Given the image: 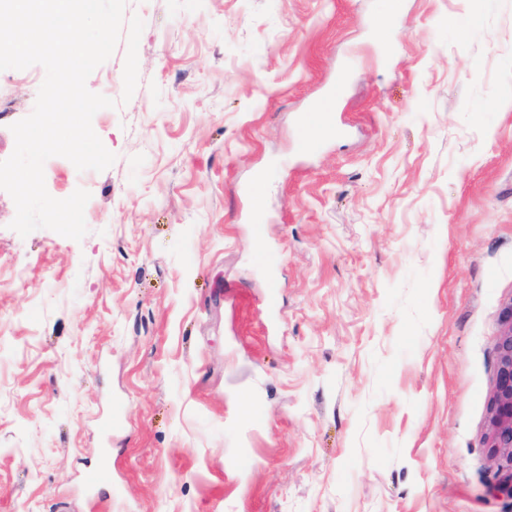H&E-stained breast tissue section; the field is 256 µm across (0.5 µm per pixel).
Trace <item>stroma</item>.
<instances>
[{"label": "stroma", "mask_w": 512, "mask_h": 512, "mask_svg": "<svg viewBox=\"0 0 512 512\" xmlns=\"http://www.w3.org/2000/svg\"><path fill=\"white\" fill-rule=\"evenodd\" d=\"M384 5L127 0L135 92L110 84L123 38L86 82L117 102L92 120L114 163L44 164L52 197L89 192L87 234L20 236L0 190V512H512L484 442L512 0ZM26 73L0 71V161ZM334 86L337 132L303 151ZM335 103L336 94L335 91H333L331 94L321 98L315 103L313 108L318 112H306L303 115L299 126V133L302 143L306 147H314L319 142L316 137L315 118L320 115V113L332 112L335 107Z\"/></svg>", "instance_id": "1"}]
</instances>
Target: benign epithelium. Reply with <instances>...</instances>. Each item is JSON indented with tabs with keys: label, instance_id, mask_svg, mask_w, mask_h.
<instances>
[{
	"label": "benign epithelium",
	"instance_id": "benign-epithelium-1",
	"mask_svg": "<svg viewBox=\"0 0 512 512\" xmlns=\"http://www.w3.org/2000/svg\"><path fill=\"white\" fill-rule=\"evenodd\" d=\"M496 376L488 403L485 441L497 471L512 479V304L503 312L496 337Z\"/></svg>",
	"mask_w": 512,
	"mask_h": 512
}]
</instances>
